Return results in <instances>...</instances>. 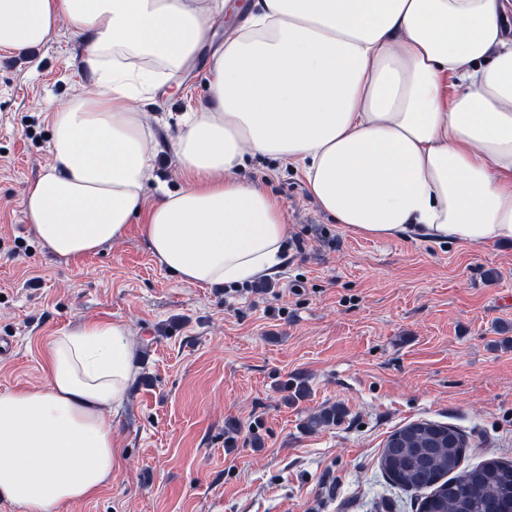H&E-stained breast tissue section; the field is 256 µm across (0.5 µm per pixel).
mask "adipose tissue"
I'll return each mask as SVG.
<instances>
[{
    "mask_svg": "<svg viewBox=\"0 0 512 512\" xmlns=\"http://www.w3.org/2000/svg\"><path fill=\"white\" fill-rule=\"evenodd\" d=\"M198 0H0V50L67 21L89 89L50 115V164L22 207L43 248L76 258L133 220L191 285L279 272L288 223L239 175L246 156L294 167L320 208L376 239L512 241V0H253L208 73V103L173 139L190 178L159 184L132 103L208 39ZM157 195L147 198L146 187ZM47 384L0 390V502L58 512L112 483L110 411L138 373L130 327L83 319L41 345Z\"/></svg>",
    "mask_w": 512,
    "mask_h": 512,
    "instance_id": "1",
    "label": "adipose tissue"
}]
</instances>
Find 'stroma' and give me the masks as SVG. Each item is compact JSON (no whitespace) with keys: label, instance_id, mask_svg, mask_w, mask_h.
Listing matches in <instances>:
<instances>
[{"label":"stroma","instance_id":"obj_1","mask_svg":"<svg viewBox=\"0 0 512 512\" xmlns=\"http://www.w3.org/2000/svg\"><path fill=\"white\" fill-rule=\"evenodd\" d=\"M81 39L0 51V390L43 388L46 336L80 318L128 324L138 375L112 416L120 465L58 512H416L379 459L389 434L431 420L470 436L465 466L512 460V241L381 240L337 224L303 177L261 157L240 175L288 216V259L256 291L199 287L154 260L140 224L73 259L45 252L21 205L49 164L48 112L90 81ZM208 52L136 101L155 165L183 179L180 114L207 100ZM340 405L345 419L311 429Z\"/></svg>","mask_w":512,"mask_h":512}]
</instances>
